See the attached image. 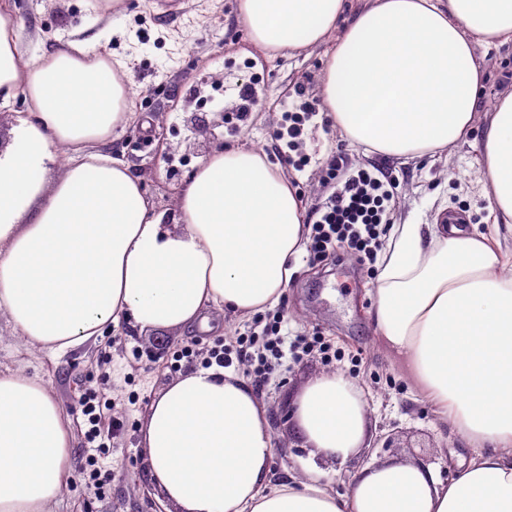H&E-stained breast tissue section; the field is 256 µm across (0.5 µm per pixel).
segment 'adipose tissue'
<instances>
[{"label":"adipose tissue","instance_id":"1","mask_svg":"<svg viewBox=\"0 0 512 512\" xmlns=\"http://www.w3.org/2000/svg\"><path fill=\"white\" fill-rule=\"evenodd\" d=\"M250 37L295 54L333 40L322 81L332 125L353 145L419 158L483 123L486 223L512 234V92L480 113L475 48L512 46V0H239ZM0 0V105L23 98L0 142V312L28 344L61 355L129 323L207 329L208 309L274 307L305 250L303 202L256 149L199 159L160 210L107 146L128 125L124 61L85 38L21 58ZM69 163L48 174L60 152ZM512 254L496 236L395 224L383 241L374 320L440 421L474 450L449 483L414 461L361 470L347 495L323 471L272 483L268 409L234 371L181 374L140 427L148 473L175 512H512ZM296 430L313 454L346 460L367 432L361 389L310 380ZM74 435L51 389L0 373V512H53L72 476Z\"/></svg>","mask_w":512,"mask_h":512}]
</instances>
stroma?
Listing matches in <instances>:
<instances>
[{"label": "stroma", "instance_id": "1", "mask_svg": "<svg viewBox=\"0 0 512 512\" xmlns=\"http://www.w3.org/2000/svg\"><path fill=\"white\" fill-rule=\"evenodd\" d=\"M17 18L23 56L63 47L73 32L94 39L98 52L126 61V80L133 96L132 118L109 149L144 180L147 194L160 209L173 208L187 174L213 149L240 145L268 149L273 130L284 127L283 113L260 109L238 130L224 126V83L247 79L249 70L225 71L224 56L254 59L264 68L268 93L282 85L302 84L306 95L320 98L324 61L331 43L291 58L252 41L238 18V0H182L178 13H164L153 0H10ZM486 73L482 111L512 91V49L477 47ZM483 125L466 141L441 156L411 160L391 158L353 147L317 109L303 125L296 153L307 165H281L298 191L305 210L319 206L329 193L322 173L332 156L344 155L349 169L376 165L399 181L394 223L433 224L459 215L470 231L488 232L487 190L479 181ZM297 271L278 307L288 318V336L320 335L337 348L335 360L310 354L283 358L272 378L256 394L268 408L275 448V477L299 475L309 468L329 474L332 488L350 491L354 475L367 467L398 459L429 466L439 480L452 479L473 450L440 422L432 404L416 394L394 357L383 348L374 323L376 276L356 257L339 255L324 262L297 258ZM211 331L160 330L140 333L121 324L112 333L54 357L25 345L5 314H0V372L18 368L47 383L71 421L75 438L74 472L57 512H165L159 492L145 468L139 446L140 423L153 398L189 363L174 354L193 347L206 354L217 342H230L255 327L254 315L208 311ZM338 371L363 390L368 430L365 444L345 462L315 456L294 430L295 401L314 377ZM95 389L105 419L125 422L111 453L99 456L102 470L112 473L103 489L86 480L91 448L86 419L78 405L85 389Z\"/></svg>", "mask_w": 512, "mask_h": 512}]
</instances>
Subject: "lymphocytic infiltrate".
Returning <instances> with one entry per match:
<instances>
[{
  "mask_svg": "<svg viewBox=\"0 0 512 512\" xmlns=\"http://www.w3.org/2000/svg\"><path fill=\"white\" fill-rule=\"evenodd\" d=\"M324 181L332 185L333 191L306 219L310 256L318 260L342 248L375 263L397 193L395 179L376 167L347 173L343 158L335 156ZM263 320L261 334L238 336L232 345H215L203 358V366L228 367L236 363L243 367V378L257 385L266 383L285 356L281 335L285 315L278 310L264 315Z\"/></svg>",
  "mask_w": 512,
  "mask_h": 512,
  "instance_id": "obj_1",
  "label": "lymphocytic infiltrate"
}]
</instances>
